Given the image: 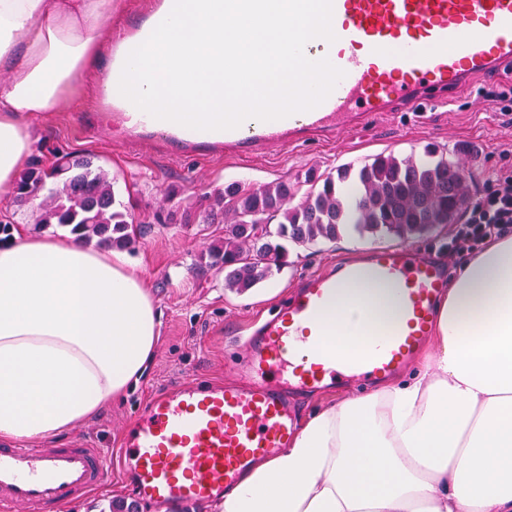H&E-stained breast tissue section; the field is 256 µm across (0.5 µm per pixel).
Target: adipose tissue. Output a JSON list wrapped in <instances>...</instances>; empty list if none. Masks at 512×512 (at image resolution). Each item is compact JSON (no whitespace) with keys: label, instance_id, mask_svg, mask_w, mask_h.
<instances>
[{"label":"adipose tissue","instance_id":"adipose-tissue-1","mask_svg":"<svg viewBox=\"0 0 512 512\" xmlns=\"http://www.w3.org/2000/svg\"><path fill=\"white\" fill-rule=\"evenodd\" d=\"M112 0H0V192L99 60ZM160 314L124 253L14 230L0 242V437L42 440L122 399ZM211 512H512V235L457 265L429 352L311 413Z\"/></svg>","mask_w":512,"mask_h":512}]
</instances>
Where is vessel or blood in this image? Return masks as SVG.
<instances>
[{
  "label": "vessel or blood",
  "mask_w": 512,
  "mask_h": 512,
  "mask_svg": "<svg viewBox=\"0 0 512 512\" xmlns=\"http://www.w3.org/2000/svg\"><path fill=\"white\" fill-rule=\"evenodd\" d=\"M141 15L112 31L114 74L170 13L173 0H142ZM335 41H309V59H329L344 76L319 106L274 121L249 119L224 133L199 132L148 117L115 96L117 136L147 139L150 150L258 158L278 146L363 132L379 112L446 104L479 75L512 73V0H332ZM375 281L393 290L396 316L374 343L344 352L347 340L324 324L356 265L309 276L250 341L247 382L188 380L154 396L127 429L119 455L79 438L68 447L0 443V512H66L112 479L120 458L135 503L157 512L223 498L256 459L287 447L297 427L288 389L373 383L399 370L434 328L448 289L447 261H426L414 246L373 252Z\"/></svg>",
  "instance_id": "vessel-or-blood-1"
}]
</instances>
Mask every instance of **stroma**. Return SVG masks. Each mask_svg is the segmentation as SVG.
Instances as JSON below:
<instances>
[{
  "label": "stroma",
  "instance_id": "obj_1",
  "mask_svg": "<svg viewBox=\"0 0 512 512\" xmlns=\"http://www.w3.org/2000/svg\"><path fill=\"white\" fill-rule=\"evenodd\" d=\"M510 88L511 77L479 76L455 105L427 107L425 117L397 108L374 115L365 134L344 131L326 145L309 142L278 148L259 159H169L113 141L105 118L93 109L99 88L92 75H85L70 105L32 119L33 155L49 159L95 154L98 165L115 179L119 198L131 196L144 206L143 235L127 256L151 285L161 327L158 349L139 385L84 423V431L101 447L116 449L125 428L160 390L193 378L243 380V340L256 335L261 319L284 304L308 275L400 243L392 235L344 234L332 242L294 246L288 266L239 294L225 288L223 270L210 266L206 255L212 240L223 235V225L171 221L167 208L159 204L167 189L178 191L182 205L196 208L202 193L232 181L271 183L311 170L328 173L344 164L358 166L379 154L403 156L432 146L469 169V190L476 198L499 167L512 166V156L498 151L500 143L512 140V104L494 97Z\"/></svg>",
  "mask_w": 512,
  "mask_h": 512
}]
</instances>
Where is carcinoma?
I'll return each instance as SVG.
<instances>
[{"label": "carcinoma", "instance_id": "1", "mask_svg": "<svg viewBox=\"0 0 512 512\" xmlns=\"http://www.w3.org/2000/svg\"><path fill=\"white\" fill-rule=\"evenodd\" d=\"M469 180L464 166L427 146L420 155L379 154L334 174L308 172L302 181L230 182L209 196L203 222L224 215V237L207 255L224 270V287L245 293L287 264L290 244L333 241L343 229L410 241L456 223L469 204ZM14 197L20 206L33 205L36 228L64 227L86 244L130 249L140 233L131 210L116 199L112 176L92 155L26 168Z\"/></svg>", "mask_w": 512, "mask_h": 512}]
</instances>
